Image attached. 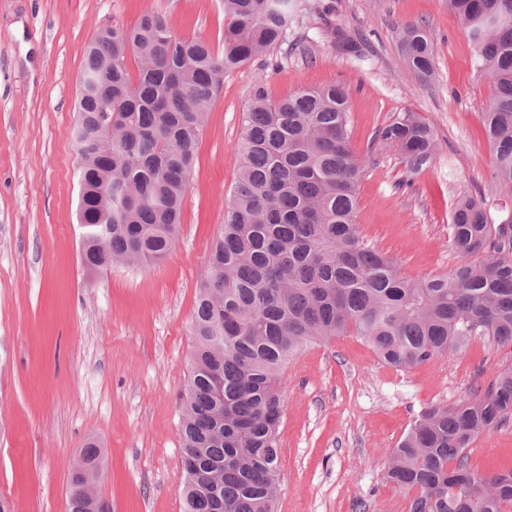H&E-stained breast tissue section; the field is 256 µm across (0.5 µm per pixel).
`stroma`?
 Instances as JSON below:
<instances>
[{"label": "stroma", "instance_id": "1", "mask_svg": "<svg viewBox=\"0 0 512 512\" xmlns=\"http://www.w3.org/2000/svg\"><path fill=\"white\" fill-rule=\"evenodd\" d=\"M274 53L226 74L196 149L180 232L146 266L88 271L77 222L78 80L103 24L163 15L180 37L224 49L222 0H0V498L14 512H68L73 463L102 454L96 492L110 512H183L181 403L194 349L192 319L213 239L237 178L235 145L252 86L271 98L339 83L349 91L352 144L370 157L358 186L360 231L402 274L457 264L450 245L459 196L512 213L494 177L481 108L493 87L443 0H296ZM423 20L434 71L417 79L400 27ZM409 110L440 143L408 174L374 132ZM512 347L473 341L409 370L382 364L353 336L289 363L277 512H405L387 482L388 456L421 410L471 399ZM475 471L512 468V422L481 435Z\"/></svg>", "mask_w": 512, "mask_h": 512}]
</instances>
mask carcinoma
Segmentation results:
<instances>
[{"instance_id":"1","label":"carcinoma","mask_w":512,"mask_h":512,"mask_svg":"<svg viewBox=\"0 0 512 512\" xmlns=\"http://www.w3.org/2000/svg\"><path fill=\"white\" fill-rule=\"evenodd\" d=\"M494 88L482 109L495 177L512 185V0H448ZM294 0H224V51L180 38L154 13L98 28L86 51L72 138L78 224L90 271L164 257L179 231L195 149L224 74L286 39ZM406 63L433 71L421 21L402 26ZM137 63L130 74L128 58ZM373 143L419 173L433 130L412 112ZM235 150L239 171L201 282L195 348L182 397L183 512H275L288 361L311 343L354 336L385 363L411 369L472 341L512 346V218L471 197L452 212L451 273L415 280L361 235L364 159L352 146L348 92L333 83L273 100L254 85ZM512 420V364L484 392L425 408L388 457L387 480L412 493L407 512H512V469L471 470L478 436ZM101 449L71 474L69 512H106L82 495Z\"/></svg>"}]
</instances>
